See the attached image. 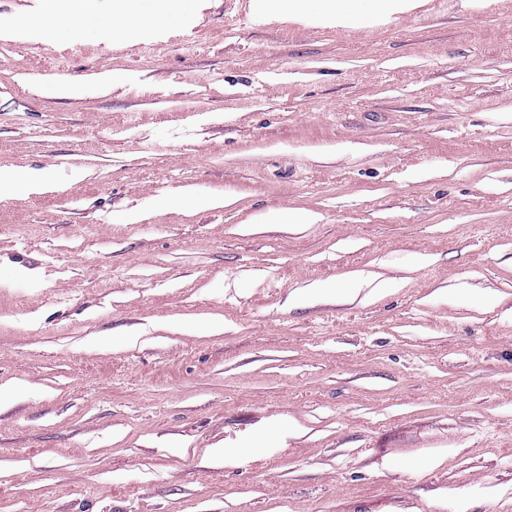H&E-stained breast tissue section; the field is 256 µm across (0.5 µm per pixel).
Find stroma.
<instances>
[{
  "label": "stroma",
  "mask_w": 512,
  "mask_h": 512,
  "mask_svg": "<svg viewBox=\"0 0 512 512\" xmlns=\"http://www.w3.org/2000/svg\"><path fill=\"white\" fill-rule=\"evenodd\" d=\"M114 5L0 0V512H512V0ZM362 0H315L311 8L304 0H252L254 11L265 17L288 18L303 24L345 27L361 13ZM372 9L369 10L364 18L369 22L387 21L394 15L408 12L418 6V0H371ZM55 184L43 170L30 168L0 169V195L5 193L16 197L49 192Z\"/></svg>",
  "instance_id": "obj_1"
}]
</instances>
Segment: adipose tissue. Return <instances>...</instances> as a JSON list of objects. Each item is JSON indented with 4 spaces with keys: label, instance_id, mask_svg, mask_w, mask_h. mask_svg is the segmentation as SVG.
I'll use <instances>...</instances> for the list:
<instances>
[{
    "label": "adipose tissue",
    "instance_id": "1",
    "mask_svg": "<svg viewBox=\"0 0 512 512\" xmlns=\"http://www.w3.org/2000/svg\"><path fill=\"white\" fill-rule=\"evenodd\" d=\"M419 0H372V8L362 11V0H252L257 14L271 18H288L303 24H322L345 27L358 14H365L372 22L387 21L394 15L408 12L418 6ZM49 174L30 168L0 169V195L25 197L54 190Z\"/></svg>",
    "mask_w": 512,
    "mask_h": 512
}]
</instances>
